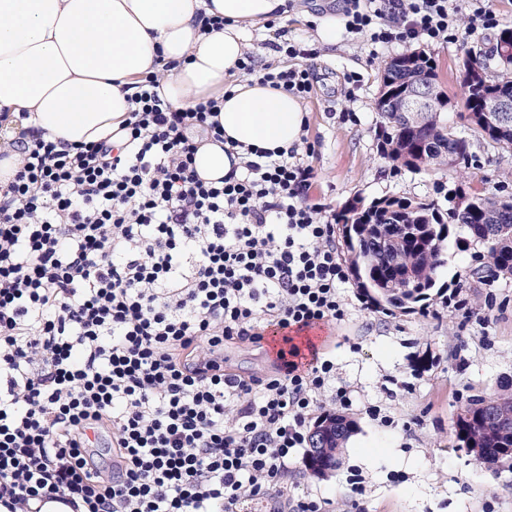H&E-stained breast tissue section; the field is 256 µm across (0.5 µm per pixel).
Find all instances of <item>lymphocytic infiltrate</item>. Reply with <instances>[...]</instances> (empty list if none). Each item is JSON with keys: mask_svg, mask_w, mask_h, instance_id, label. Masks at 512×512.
Listing matches in <instances>:
<instances>
[{"mask_svg": "<svg viewBox=\"0 0 512 512\" xmlns=\"http://www.w3.org/2000/svg\"><path fill=\"white\" fill-rule=\"evenodd\" d=\"M346 0L344 28L372 43L465 42L495 28L492 0ZM240 70L308 99L310 68ZM140 79L122 145L42 138L0 191V507L60 495L83 512H323L288 495L307 421L336 383L331 356L291 347L273 374L242 376L224 347L268 325L350 314L334 226L310 203L297 149H248L220 183L193 167V133L223 140L219 102L174 108ZM112 450L111 467L96 459Z\"/></svg>", "mask_w": 512, "mask_h": 512, "instance_id": "f902f5d3", "label": "lymphocytic infiltrate"}]
</instances>
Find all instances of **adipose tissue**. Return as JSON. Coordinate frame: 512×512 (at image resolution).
<instances>
[{"instance_id": "1", "label": "adipose tissue", "mask_w": 512, "mask_h": 512, "mask_svg": "<svg viewBox=\"0 0 512 512\" xmlns=\"http://www.w3.org/2000/svg\"><path fill=\"white\" fill-rule=\"evenodd\" d=\"M215 16L223 29L203 31ZM287 16V0H0V184L17 171V140L121 143L151 72L174 106L218 99L225 141L293 147L306 117L297 98L231 80L249 26Z\"/></svg>"}]
</instances>
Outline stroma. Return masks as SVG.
I'll return each mask as SVG.
<instances>
[{
	"label": "stroma",
	"mask_w": 512,
	"mask_h": 512,
	"mask_svg": "<svg viewBox=\"0 0 512 512\" xmlns=\"http://www.w3.org/2000/svg\"><path fill=\"white\" fill-rule=\"evenodd\" d=\"M284 25L290 39L314 45V20L342 15L344 0H288ZM497 30L467 43H428L444 90L462 100L459 65L465 52L487 59L489 77L501 74L498 59L486 53ZM395 42L375 50L366 38L342 35L336 46L320 48L309 65L316 79L312 97L302 101L308 114L305 135L314 151L307 161L317 173L312 201L327 214L340 213L352 200L371 202L394 196L443 202L444 189L459 177L452 170L410 172L394 169L379 150L380 117L374 102L378 71L384 61L405 51ZM360 73L358 87L344 76ZM469 175L487 195L512 192V151L474 141ZM478 244L449 246L440 281L460 292L463 309L449 307L447 292L433 295L424 310L409 314L364 308V295L347 283L346 295L357 309L346 322L325 327L319 351L336 361L338 383L350 386L353 403L321 398L323 412L339 413L357 425L327 477L311 475L303 456L288 472L293 495L323 498L326 512H512V471L491 474L473 454L460 448L455 422L461 405L479 393L497 391L512 379V279L475 275ZM488 316L479 325L473 313ZM281 337L264 336L257 344L224 350L225 361L241 375L273 371ZM391 415L383 425L372 409ZM363 478L361 490L348 482L351 470Z\"/></svg>",
	"instance_id": "obj_1"
}]
</instances>
